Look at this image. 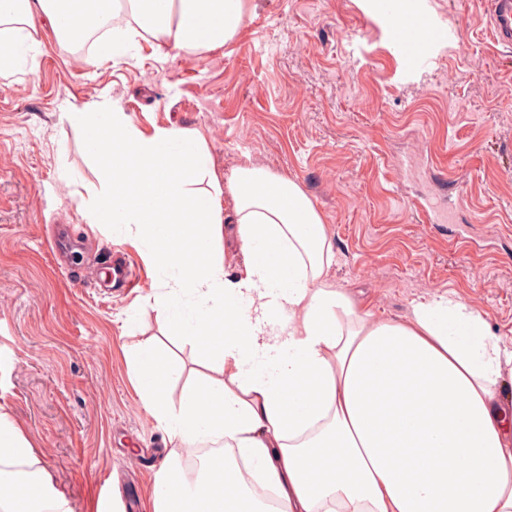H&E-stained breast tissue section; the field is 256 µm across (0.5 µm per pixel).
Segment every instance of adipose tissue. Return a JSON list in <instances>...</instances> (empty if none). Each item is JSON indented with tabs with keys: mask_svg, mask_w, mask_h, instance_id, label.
<instances>
[{
	"mask_svg": "<svg viewBox=\"0 0 512 512\" xmlns=\"http://www.w3.org/2000/svg\"><path fill=\"white\" fill-rule=\"evenodd\" d=\"M249 0H0V74L36 33L62 43L127 14L105 39L201 54L232 42ZM102 159L94 224L123 228L168 272L153 304L210 370L172 405L182 365L151 342L133 357L144 408L174 448L155 474L154 512H512V347L459 299L437 295L378 319L332 282L330 230L291 178L245 162L221 181L195 129L145 131L116 107L69 112ZM240 242L223 259L224 222ZM220 440L224 474L187 478L180 446ZM33 443L0 411V512H71Z\"/></svg>",
	"mask_w": 512,
	"mask_h": 512,
	"instance_id": "1",
	"label": "adipose tissue"
}]
</instances>
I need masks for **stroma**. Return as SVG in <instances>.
<instances>
[{
	"mask_svg": "<svg viewBox=\"0 0 512 512\" xmlns=\"http://www.w3.org/2000/svg\"><path fill=\"white\" fill-rule=\"evenodd\" d=\"M414 3L440 32L407 50L377 0H251L241 36L202 55L145 45L79 64L46 28L0 75V408L73 512L107 475L150 512L172 445L130 377L134 346L182 363L175 401L201 365L145 304L164 273L89 223L97 168L65 113L113 103L147 130H199L222 177L245 160L288 175L329 226L331 278L375 317L449 293L512 340V44L484 0ZM426 202L449 223L425 221ZM118 253L136 269L129 293L109 285Z\"/></svg>",
	"mask_w": 512,
	"mask_h": 512,
	"instance_id": "1",
	"label": "stroma"
}]
</instances>
